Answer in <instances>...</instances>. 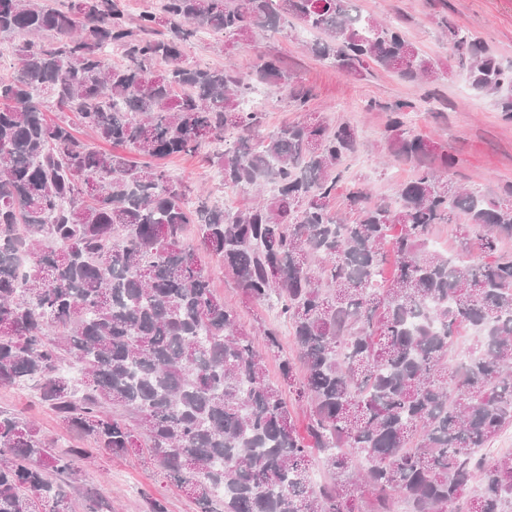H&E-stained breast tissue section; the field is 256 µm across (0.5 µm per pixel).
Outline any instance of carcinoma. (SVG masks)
<instances>
[{
    "instance_id": "obj_1",
    "label": "carcinoma",
    "mask_w": 512,
    "mask_h": 512,
    "mask_svg": "<svg viewBox=\"0 0 512 512\" xmlns=\"http://www.w3.org/2000/svg\"><path fill=\"white\" fill-rule=\"evenodd\" d=\"M291 19L321 32L308 50L341 69L436 78L433 61L355 0H162L134 22L122 0H0V37L17 40L14 74L0 78V386L38 391L99 448L143 455L192 488L202 512H392L399 499L412 512H505L512 457L486 451L512 426V252L501 249L512 202L449 185L453 157L404 127L415 103L403 100L386 136L415 176L392 202L352 186L355 218L339 216L353 129L308 111L312 90L274 57L257 54L247 73L186 57L201 29L252 42ZM448 40L512 120L501 95L512 68L457 27ZM254 85L305 117L256 136L261 111L243 108ZM48 99L74 119H47ZM218 142L224 184L275 193L232 213L151 164ZM459 217L451 259L428 243ZM207 256L247 298L278 305L302 376L276 329L254 346L213 293ZM462 336L473 337L468 355L450 365ZM314 453L330 476L318 487ZM88 458L0 411V512H71L52 476Z\"/></svg>"
}]
</instances>
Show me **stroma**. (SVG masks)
<instances>
[{
    "label": "stroma",
    "mask_w": 512,
    "mask_h": 512,
    "mask_svg": "<svg viewBox=\"0 0 512 512\" xmlns=\"http://www.w3.org/2000/svg\"><path fill=\"white\" fill-rule=\"evenodd\" d=\"M363 15L391 23L439 72L436 80L407 82L397 74L370 66L359 74L341 71L308 50L310 33L295 26L288 33L257 36L254 43L229 45L214 33H198L186 49L189 61L220 67L232 62L249 71L256 53L280 57L298 84L312 89L311 111L331 125L349 124L361 144L336 188L338 213L348 210L346 194L352 184H365L373 199L387 200L400 184L410 180L412 165L396 161L385 136L389 106L400 100L417 104L405 122L439 151H447L454 166L449 182L471 190L503 195L512 186V121L504 120L494 100L473 89L466 79L469 60L448 43L447 26H455L481 41L503 62H512V0H357ZM376 109H368V101ZM166 168L188 185L208 190L213 200L228 210L250 207L254 197L239 187L224 185L217 163L205 157H178ZM211 287L225 303L236 308L247 332L274 326L285 350H292L291 328L269 303L243 299L233 276L213 269ZM0 411L22 413L33 419L57 449L71 446L75 437L55 417L35 391L0 386ZM60 483L74 505H81L93 490L111 503L112 512H149L153 499L165 501L168 512H198L197 502L164 477L160 468L137 456H115L92 450L89 460L75 472L60 476Z\"/></svg>",
    "instance_id": "1"
}]
</instances>
